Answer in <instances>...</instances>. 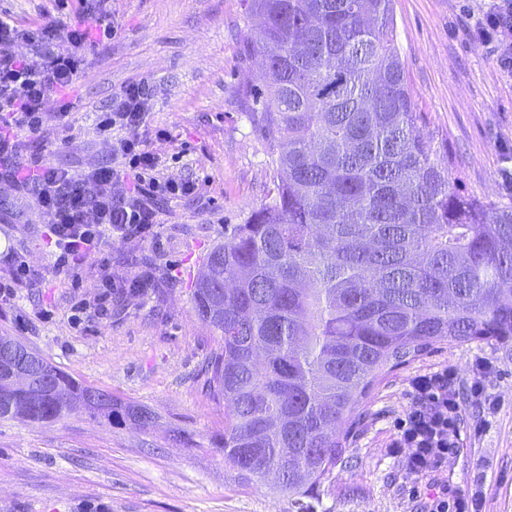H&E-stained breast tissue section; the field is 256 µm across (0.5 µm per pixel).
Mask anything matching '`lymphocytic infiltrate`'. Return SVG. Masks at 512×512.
Instances as JSON below:
<instances>
[{
	"instance_id": "obj_1",
	"label": "lymphocytic infiltrate",
	"mask_w": 512,
	"mask_h": 512,
	"mask_svg": "<svg viewBox=\"0 0 512 512\" xmlns=\"http://www.w3.org/2000/svg\"><path fill=\"white\" fill-rule=\"evenodd\" d=\"M471 35L491 46L500 70L512 77V0H488ZM21 42L39 50L40 66L15 53ZM88 42L89 31L77 20L22 28L0 16V181L32 198L48 226L53 266L65 274L89 261L107 267V246L132 236L156 244L153 196L178 199L194 192L192 182H162L155 176L161 158L142 137L152 103L141 83L128 85L96 117L98 132L111 138L122 167L75 174L24 155L22 138L41 129L48 101H57L61 117L69 116L62 96L81 73V52ZM119 184L124 187L120 194L114 191ZM456 380L447 366L409 381L413 402L396 424L389 452L403 457L413 473L436 472L459 445L462 403Z\"/></svg>"
}]
</instances>
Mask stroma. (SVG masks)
I'll use <instances>...</instances> for the list:
<instances>
[{
    "mask_svg": "<svg viewBox=\"0 0 512 512\" xmlns=\"http://www.w3.org/2000/svg\"><path fill=\"white\" fill-rule=\"evenodd\" d=\"M483 0H393L408 90L425 129L452 152L450 173L464 194L512 205V77L503 76L470 30ZM78 0H0L19 27L43 24ZM90 18L115 26L112 40L88 48L72 105L60 120L44 110L25 153L78 172L115 164L96 113L131 83L149 87L150 130L161 178L192 181L193 195L161 203L157 245L114 243L110 272L129 280L143 258L164 272L138 294L112 299L103 318L73 326L80 300L101 280L85 265L78 281L52 270L45 225L32 202L0 183V276L4 255L27 256L30 281L0 306V335L37 350L81 383L147 407L150 430L77 413L58 423L0 420V512H290L286 496L239 486L218 442L224 406L213 400L206 365L217 337L194 312L192 285L224 227L242 224L273 188L266 140L250 118L267 97L256 21L244 0H92ZM448 366L463 400L462 442L438 476L449 490L474 492L482 512H512V339L444 341L377 383L346 451L320 488L316 512H427L428 476L387 454L395 424L410 407V376ZM481 381L485 400L472 398Z\"/></svg>",
    "mask_w": 512,
    "mask_h": 512,
    "instance_id": "obj_1",
    "label": "stroma"
}]
</instances>
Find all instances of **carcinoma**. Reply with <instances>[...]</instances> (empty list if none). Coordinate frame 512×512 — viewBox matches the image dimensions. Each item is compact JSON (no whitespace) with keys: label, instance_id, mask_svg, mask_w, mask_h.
Instances as JSON below:
<instances>
[{"label":"carcinoma","instance_id":"cac0c4a2","mask_svg":"<svg viewBox=\"0 0 512 512\" xmlns=\"http://www.w3.org/2000/svg\"><path fill=\"white\" fill-rule=\"evenodd\" d=\"M260 18L269 102L253 113L274 187L224 229L193 291L219 339L207 384L224 401V467L269 477L315 512L344 439L386 374L442 340L512 337V205L458 190L451 158L423 134L392 0H247ZM38 397L0 370V419L156 415L65 375L14 336Z\"/></svg>","mask_w":512,"mask_h":512}]
</instances>
